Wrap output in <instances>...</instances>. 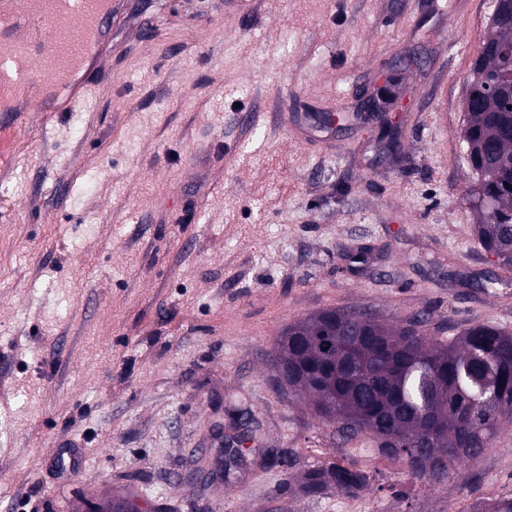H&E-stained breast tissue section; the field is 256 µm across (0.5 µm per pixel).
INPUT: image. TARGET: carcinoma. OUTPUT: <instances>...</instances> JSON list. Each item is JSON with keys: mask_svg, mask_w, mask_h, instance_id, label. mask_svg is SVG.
<instances>
[{"mask_svg": "<svg viewBox=\"0 0 512 512\" xmlns=\"http://www.w3.org/2000/svg\"><path fill=\"white\" fill-rule=\"evenodd\" d=\"M496 35L472 62L465 97L479 106L464 110L467 162L491 200L480 211L477 237L483 250L512 265V4L494 0ZM423 320L396 329L367 311L326 308L289 324L276 343L277 364L288 368V387L309 394L314 413L349 439L377 444L388 459L404 464L415 479L440 483L448 472L477 457L512 415V334L474 323L450 341L434 342ZM238 432L224 448L229 457L253 433V413L234 407ZM437 427L436 448L454 449L448 467L416 456ZM329 487L348 494L370 490V477L354 461L310 469L302 491L317 496ZM471 512H512V498L486 499Z\"/></svg>", "mask_w": 512, "mask_h": 512, "instance_id": "1", "label": "carcinoma"}]
</instances>
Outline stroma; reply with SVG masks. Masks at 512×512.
Returning a JSON list of instances; mask_svg holds the SVG:
<instances>
[{"label": "stroma", "mask_w": 512, "mask_h": 512, "mask_svg": "<svg viewBox=\"0 0 512 512\" xmlns=\"http://www.w3.org/2000/svg\"><path fill=\"white\" fill-rule=\"evenodd\" d=\"M155 9L150 29L132 4L104 69L73 78L88 90L77 111L0 126L16 138L0 149V512L116 498L137 512H469L512 497V421L442 483L417 481L279 389L272 362L283 329L325 308L395 327L424 315L437 341L473 323L512 332V266L477 242L461 138L492 0H258L252 20L214 0ZM394 71L395 157L362 107ZM283 112L333 117L328 143L288 135ZM242 399L251 451L190 494L184 475ZM68 443L79 466L60 477ZM350 459L372 492L301 493L305 470Z\"/></svg>", "instance_id": "stroma-1"}]
</instances>
